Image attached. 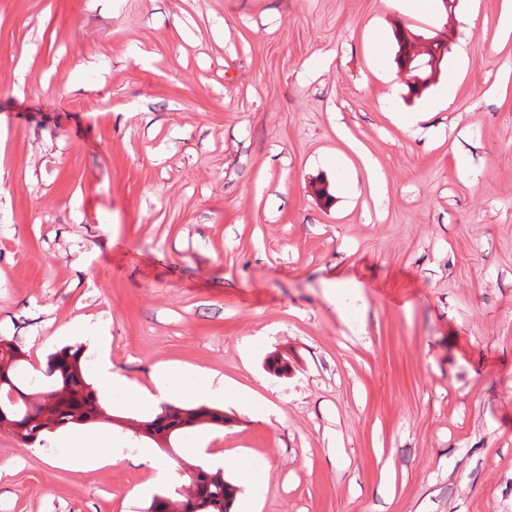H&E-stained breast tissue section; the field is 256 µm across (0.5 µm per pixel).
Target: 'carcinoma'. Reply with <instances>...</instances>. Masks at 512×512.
I'll list each match as a JSON object with an SVG mask.
<instances>
[{
	"label": "carcinoma",
	"mask_w": 512,
	"mask_h": 512,
	"mask_svg": "<svg viewBox=\"0 0 512 512\" xmlns=\"http://www.w3.org/2000/svg\"><path fill=\"white\" fill-rule=\"evenodd\" d=\"M395 63L405 65V58L416 48L414 33L399 24L392 31ZM446 41L436 34L425 53V61L442 64ZM50 393V399L39 393ZM112 421L105 412L98 393L88 380L82 361V347L66 346L49 354L42 365L34 364L14 338L0 336V427H6L26 444H43L48 433L90 424ZM202 425L224 426V411L199 405L192 408L167 403L160 405L155 417L141 424L143 436L155 442H174L181 434ZM195 486L191 512H231L239 492L221 468L185 463Z\"/></svg>",
	"instance_id": "carcinoma-1"
}]
</instances>
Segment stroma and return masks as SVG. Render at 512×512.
<instances>
[{"label": "stroma", "instance_id": "stroma-1", "mask_svg": "<svg viewBox=\"0 0 512 512\" xmlns=\"http://www.w3.org/2000/svg\"><path fill=\"white\" fill-rule=\"evenodd\" d=\"M500 12L0 0V336L39 363L89 320L106 338L83 351L90 380L106 359L138 387L164 367L197 389L178 405L226 419L171 457L136 432L155 409L102 395L96 465L70 430L38 448L0 429V512H143L167 488L158 470L216 454L260 478L234 512H512ZM399 22L448 41L419 99L389 46ZM217 381L257 410L210 397Z\"/></svg>", "mask_w": 512, "mask_h": 512}]
</instances>
